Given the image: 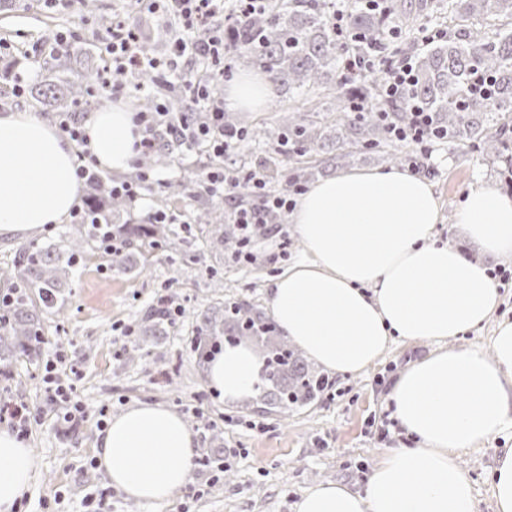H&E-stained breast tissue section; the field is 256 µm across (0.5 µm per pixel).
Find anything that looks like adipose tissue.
I'll return each mask as SVG.
<instances>
[{"label":"adipose tissue","instance_id":"obj_1","mask_svg":"<svg viewBox=\"0 0 512 512\" xmlns=\"http://www.w3.org/2000/svg\"><path fill=\"white\" fill-rule=\"evenodd\" d=\"M265 75L242 74L224 102L256 112ZM102 168L120 172L140 138L132 112L103 103L85 125ZM79 201L75 150L26 112L0 114V238L56 224ZM440 204L426 178L397 168L354 169L313 184L289 215L306 255L268 284L283 335L327 370L366 371L397 340L436 348L413 362L388 395L412 446L382 449L362 488L327 483L299 494L295 512H477L462 452L512 426V320L481 345L449 347L478 330L501 296L487 268L436 236ZM491 254L512 255V196L475 178L457 213ZM264 365L233 346L211 359L208 380L227 400L256 395ZM198 435L163 405L139 402L113 417L94 449L110 484L147 505L169 502L191 479ZM37 467L31 448L0 428V512H14Z\"/></svg>","mask_w":512,"mask_h":512}]
</instances>
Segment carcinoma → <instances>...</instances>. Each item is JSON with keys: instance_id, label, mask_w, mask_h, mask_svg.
I'll return each mask as SVG.
<instances>
[{"instance_id": "obj_1", "label": "carcinoma", "mask_w": 512, "mask_h": 512, "mask_svg": "<svg viewBox=\"0 0 512 512\" xmlns=\"http://www.w3.org/2000/svg\"><path fill=\"white\" fill-rule=\"evenodd\" d=\"M432 0H417L392 12L356 5L344 17L347 41L336 36L330 22L328 0H287L276 10L255 14L228 33L237 48V64L264 70L272 95L286 88L318 93L335 91L331 112L338 130L331 142L310 115L298 109L278 118L272 130L259 127L245 133L244 139L271 143L275 162L291 166L292 174L280 184L288 193L313 175L303 158L312 154L333 153L341 162L352 149L376 150L385 122L373 111L357 112L352 104L371 98L378 89L376 77L350 76L343 68L348 42L374 44L385 30L397 27L412 15L430 14ZM448 12L463 26L459 35L443 37L415 58L416 84L409 94L432 113L434 124L447 132V140L466 149H477L490 160L507 150L506 131L497 125V116L512 112V0H448ZM497 25L494 35L472 28L471 19ZM57 68L66 74H79L85 89L95 87L99 67L85 70L74 67V50L66 46L56 55ZM491 83V97H474L468 88L476 77ZM174 112L188 113L197 122L204 115L192 110L178 93H170ZM176 146L164 144L141 160V166L162 164ZM112 177H101L88 187L94 204L105 202V218L125 209L127 201L109 198ZM222 200L212 198L211 207L199 216L205 225L206 242L219 254L235 252L238 232L224 224ZM114 231L126 246L136 242L150 246L166 240L174 231L167 224H116ZM102 229L94 224H75L48 243L31 241L18 250L13 266L0 267V280L16 289L12 301L0 307V356L32 357L45 340V318L60 313L59 300L69 286L71 271L90 254L102 257ZM250 342L264 358V383L257 397L263 411L288 412L318 401L329 383V376L310 367L287 337L280 334L274 319L243 301H227L201 315L196 326L192 351L204 363L221 341Z\"/></svg>"}]
</instances>
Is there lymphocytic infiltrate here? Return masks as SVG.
<instances>
[{
	"label": "lymphocytic infiltrate",
	"mask_w": 512,
	"mask_h": 512,
	"mask_svg": "<svg viewBox=\"0 0 512 512\" xmlns=\"http://www.w3.org/2000/svg\"><path fill=\"white\" fill-rule=\"evenodd\" d=\"M150 13L161 16L168 25L177 26L178 31L170 39V50L166 57L158 58L140 50L141 32L123 15L113 17L106 37L100 39V51L105 61L102 77L93 90L96 97H117L129 87V77L147 74L156 87V101L149 111L134 115L141 131L136 142L138 156H146L158 147L160 136L184 147L201 146L210 155L221 158L240 144V136L224 130V106L213 97L214 82L223 80L226 55L235 48L225 41L227 30L251 15L266 12L272 0H136ZM206 60L205 75L194 76L180 87L181 95L194 106H206V118L200 123L175 117L166 98L170 84L167 80L179 63ZM415 78L412 60L394 64L387 63L379 70L381 91L369 107L380 117H387L389 110L402 109L409 119L400 125H390V137L400 143L412 145L414 152L409 161L412 172H420L429 156V147L440 138L434 128L430 113L408 98L407 89ZM248 186L258 199L251 207L234 206L230 213L232 223L240 225L245 234L242 238L238 261H254L253 240L246 231L250 225L261 223L264 212L274 208L280 212L291 209L290 198L273 194L267 189L263 173L241 172L237 168L217 167L208 171L199 181L201 190L219 198L232 197L239 186Z\"/></svg>",
	"instance_id": "obj_1"
}]
</instances>
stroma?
I'll list each match as a JSON object with an SVG mask.
<instances>
[{
  "mask_svg": "<svg viewBox=\"0 0 512 512\" xmlns=\"http://www.w3.org/2000/svg\"><path fill=\"white\" fill-rule=\"evenodd\" d=\"M126 8V0H64L51 10L41 0L0 5V113L31 112L56 124L57 106L34 95L55 75L53 57L43 53L34 65L27 53L57 31L71 33L72 47L94 50L113 14ZM18 72L30 75L29 89L19 97L13 92ZM311 105L310 96L284 94L270 98L262 111L240 112L236 118L248 127L270 129L287 110ZM190 162V168H183L176 157L153 167L154 185L143 187L136 204L115 218L119 224H147L155 211L168 207L178 219L171 246L151 249L146 259L134 254L137 266L130 273L111 270L99 258L75 267L61 315L47 320L38 359L0 362V397L28 405L36 414L25 439L38 464L23 498L25 512H85L83 498L89 493L110 503L112 512H293L303 489L329 482L361 488L381 450L407 442L399 426L389 423L387 395L409 362L433 350L430 342L393 343L366 372L335 376L330 394L286 416L261 412L250 398L230 402L213 393L207 368L191 349L201 313L228 300L265 308L267 280L301 257L304 244L293 224L285 222L255 239L253 262L215 256L205 244L203 225L196 222L205 201L169 194L170 184L183 180L188 169L203 174L217 165L199 149ZM428 165L427 178L441 203L440 237L455 242L470 262L512 266V256L485 254L456 221L474 176L512 192V164L483 159L476 150L444 141L434 145ZM174 261L183 269L176 280L169 274ZM164 294L173 297L179 312L157 331L147 315ZM135 345L143 357L131 363L127 352ZM57 355L63 378L86 411L85 421L75 425L60 423L58 406L45 400V364ZM137 402L164 405L200 439L190 483L162 506L128 499L90 465L100 409L114 417ZM503 448H512V428L459 459L479 512H493L491 471ZM218 460L224 470L215 468Z\"/></svg>",
  "mask_w": 512,
  "mask_h": 512,
  "instance_id": "stroma-1",
  "label": "stroma"
}]
</instances>
